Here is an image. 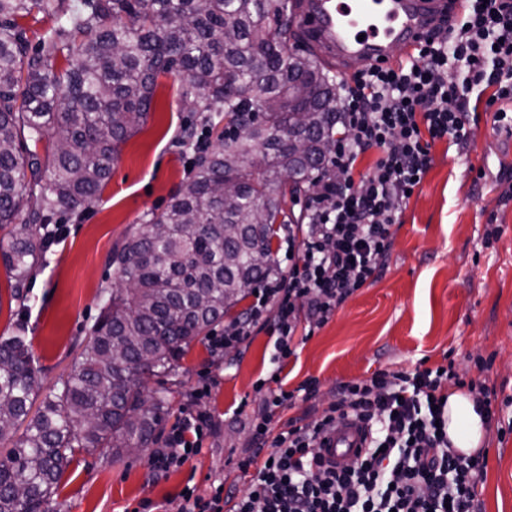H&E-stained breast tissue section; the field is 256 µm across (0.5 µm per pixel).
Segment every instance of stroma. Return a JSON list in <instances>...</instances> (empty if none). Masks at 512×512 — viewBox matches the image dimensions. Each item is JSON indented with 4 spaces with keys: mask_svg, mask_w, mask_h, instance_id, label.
<instances>
[{
    "mask_svg": "<svg viewBox=\"0 0 512 512\" xmlns=\"http://www.w3.org/2000/svg\"><path fill=\"white\" fill-rule=\"evenodd\" d=\"M183 84L179 74L159 76L148 120L123 145L100 194L85 210L61 216L67 233L45 252L25 305L12 301L0 265V333L25 325L46 368L45 387L77 357L102 289L119 285L107 262L110 250L164 211L190 176L195 153L182 145L186 129L215 142L183 97ZM468 131L463 145L432 146L431 168L374 279L312 336L296 335V353L282 371L274 369L273 339L264 329L221 359L207 342L191 344L167 383L168 417L176 419L201 380L210 382L202 409L212 429L198 454L158 480L144 451L116 464L78 456L54 497L58 512H133L146 500L154 512H175L189 485L205 498L219 484L243 494L250 477L237 463L253 447V422L265 411L267 390L278 385L295 398L273 413L275 430L291 418L317 419L340 384L378 371L450 364L461 380L485 388L493 406L512 397V131L494 124L481 100ZM310 379L318 392L307 399L297 389ZM482 448L480 512H512V432L489 427Z\"/></svg>",
    "mask_w": 512,
    "mask_h": 512,
    "instance_id": "1",
    "label": "stroma"
}]
</instances>
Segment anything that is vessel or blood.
Segmentation results:
<instances>
[{
	"instance_id": "b4317fda",
	"label": "vessel or blood",
	"mask_w": 512,
	"mask_h": 512,
	"mask_svg": "<svg viewBox=\"0 0 512 512\" xmlns=\"http://www.w3.org/2000/svg\"><path fill=\"white\" fill-rule=\"evenodd\" d=\"M448 10L447 0H302L300 24L320 52L344 65L373 63L390 67L393 44L416 46ZM379 17L363 35L352 34L344 17ZM366 432L355 420L337 423L328 434L324 456L344 466L364 450Z\"/></svg>"
}]
</instances>
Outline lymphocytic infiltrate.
Wrapping results in <instances>:
<instances>
[{"mask_svg": "<svg viewBox=\"0 0 512 512\" xmlns=\"http://www.w3.org/2000/svg\"><path fill=\"white\" fill-rule=\"evenodd\" d=\"M459 15L435 40L415 46L396 66L364 65L340 80L336 148L317 179L288 269L271 277L249 313L209 337L213 354L252 336L267 307L275 362L293 355L297 331L313 334L366 285L387 256L404 206L428 173L434 142L467 139V106L478 88L494 87L486 105L496 122L512 125V0H463ZM378 158L355 174L368 151ZM452 367L379 372L342 384L320 417L291 419L272 431L256 420L255 452L238 462L252 473L243 495L216 487L210 499L184 488L178 512H476L485 456H465L448 440ZM209 386L191 391L163 447L148 457L164 476L198 453L211 427L197 404ZM355 419L369 434L364 452L343 467L320 454L323 433Z\"/></svg>", "mask_w": 512, "mask_h": 512, "instance_id": "f902f5d3", "label": "lymphocytic infiltrate"}]
</instances>
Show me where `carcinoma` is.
I'll return each mask as SVG.
<instances>
[{
	"instance_id": "cac0c4a2",
	"label": "carcinoma",
	"mask_w": 512,
	"mask_h": 512,
	"mask_svg": "<svg viewBox=\"0 0 512 512\" xmlns=\"http://www.w3.org/2000/svg\"><path fill=\"white\" fill-rule=\"evenodd\" d=\"M34 10L55 26L30 53L17 18ZM288 11V0H0V263L14 301H27L56 241L54 217L98 196L146 123L160 75H183L195 111L227 121L166 211L110 252L125 287L102 291L78 359L48 394L24 324L0 335V512H54L77 452L117 459L149 445L190 344L278 273L273 241L293 221L281 184L294 194L323 171L339 112L317 56L272 25ZM227 224L241 233L224 239Z\"/></svg>"
}]
</instances>
